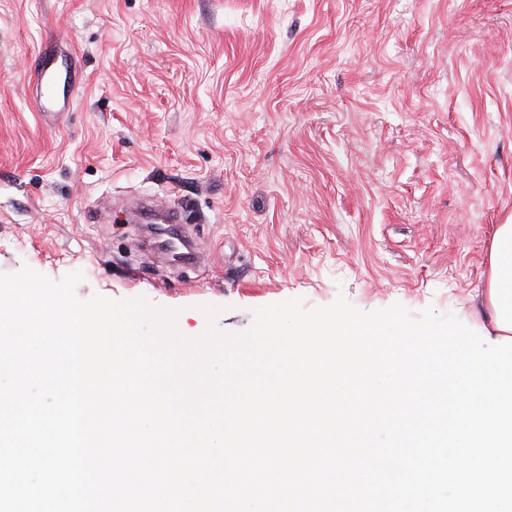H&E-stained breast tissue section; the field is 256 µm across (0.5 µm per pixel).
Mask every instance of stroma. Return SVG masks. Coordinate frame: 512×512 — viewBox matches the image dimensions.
<instances>
[{
  "label": "stroma",
  "mask_w": 512,
  "mask_h": 512,
  "mask_svg": "<svg viewBox=\"0 0 512 512\" xmlns=\"http://www.w3.org/2000/svg\"><path fill=\"white\" fill-rule=\"evenodd\" d=\"M49 45L82 76L57 115ZM143 197L195 265L149 246ZM510 216L512 0H0V273L82 272L188 338L340 296L476 331ZM64 60L68 67V79H70L71 63H67L66 57L63 58L59 55H51L42 59L35 67L32 78L36 82L37 89L40 91L44 89L41 100V107L44 112L53 111L60 103L55 97L54 87H56L59 78V60Z\"/></svg>",
  "instance_id": "35a3bbf8"
}]
</instances>
